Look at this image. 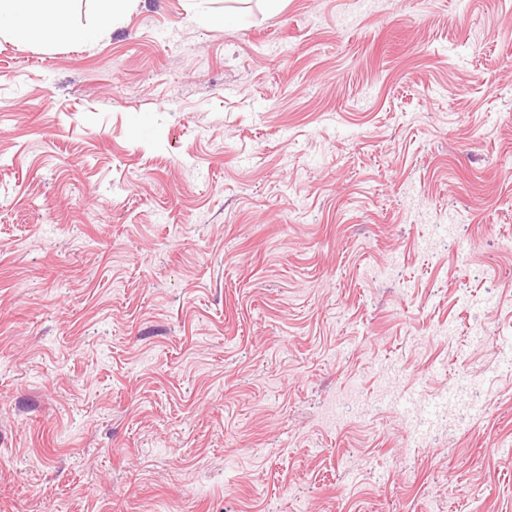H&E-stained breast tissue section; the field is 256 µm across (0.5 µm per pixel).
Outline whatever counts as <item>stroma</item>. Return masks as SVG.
<instances>
[{"mask_svg": "<svg viewBox=\"0 0 512 512\" xmlns=\"http://www.w3.org/2000/svg\"><path fill=\"white\" fill-rule=\"evenodd\" d=\"M511 350L512 0L0 39V512H512Z\"/></svg>", "mask_w": 512, "mask_h": 512, "instance_id": "stroma-1", "label": "stroma"}]
</instances>
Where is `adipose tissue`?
<instances>
[{"label":"adipose tissue","instance_id":"ef3b65f1","mask_svg":"<svg viewBox=\"0 0 512 512\" xmlns=\"http://www.w3.org/2000/svg\"><path fill=\"white\" fill-rule=\"evenodd\" d=\"M90 25L77 28L70 21L73 0H0V39L93 41L120 20L131 0H93Z\"/></svg>","mask_w":512,"mask_h":512}]
</instances>
